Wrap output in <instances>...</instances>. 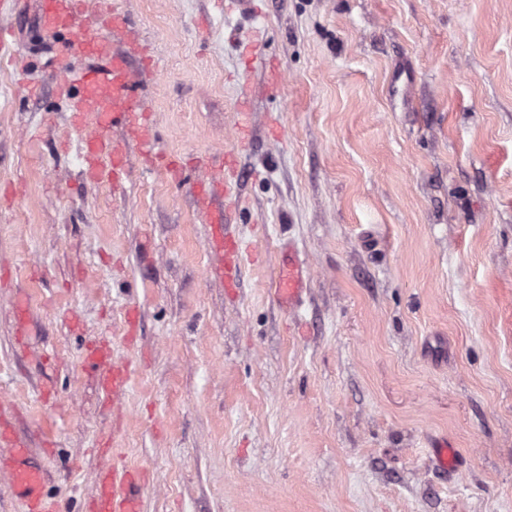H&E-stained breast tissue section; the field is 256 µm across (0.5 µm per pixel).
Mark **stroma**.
I'll return each mask as SVG.
<instances>
[{"instance_id": "obj_1", "label": "stroma", "mask_w": 512, "mask_h": 512, "mask_svg": "<svg viewBox=\"0 0 512 512\" xmlns=\"http://www.w3.org/2000/svg\"><path fill=\"white\" fill-rule=\"evenodd\" d=\"M113 2L159 66L152 150L183 165L131 144L118 185L83 175L82 56L36 0L0 8V420L44 493L83 512L118 467L142 512H512V0ZM227 154L228 191H198ZM288 247V266L282 270L277 281V295L281 303L288 309H295L300 305L302 293L306 288L307 269L304 263L295 255L293 242L288 239L284 243ZM85 365L91 371L100 372L101 388L106 395L117 394L124 387L126 378L118 369L112 368L109 349L101 347L90 350L85 356Z\"/></svg>"}]
</instances>
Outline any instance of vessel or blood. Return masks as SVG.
<instances>
[{"instance_id":"1","label":"vessel or blood","mask_w":512,"mask_h":512,"mask_svg":"<svg viewBox=\"0 0 512 512\" xmlns=\"http://www.w3.org/2000/svg\"><path fill=\"white\" fill-rule=\"evenodd\" d=\"M43 24L65 34L66 40L94 58L95 63L81 77L82 91L75 105L79 127H92L94 134L84 140L86 175L98 180L102 174L119 178L124 171L120 154H113L111 168L102 171L100 158L110 144L108 134L113 127L141 130L145 127L141 98L135 92L136 75L130 69L126 54L112 51L102 37L104 27L120 28L127 19L116 9L96 4L83 11L81 0H39ZM307 269L296 255H289L288 266L277 281V295L288 308H297L306 287ZM89 370L99 372L105 394L120 392L126 378L112 367L109 349L89 351L85 357ZM0 445L13 448L16 464L10 473L13 489L25 498L31 512H55L54 506L42 493L44 472L28 460L26 443L13 430L0 425ZM143 481L140 474L124 470L106 472L99 476L92 493L88 512H140Z\"/></svg>"}]
</instances>
